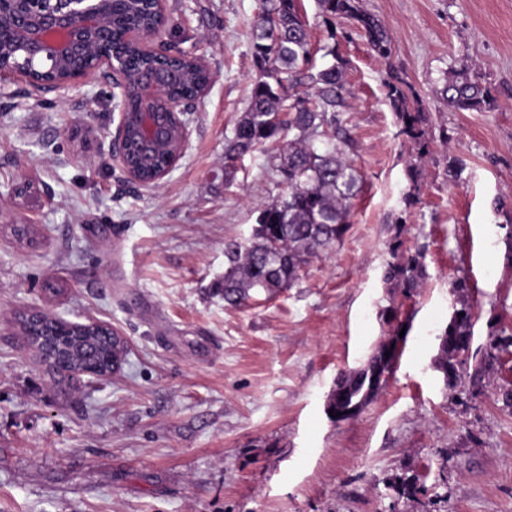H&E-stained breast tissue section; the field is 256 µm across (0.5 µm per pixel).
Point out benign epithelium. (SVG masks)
Segmentation results:
<instances>
[{"mask_svg":"<svg viewBox=\"0 0 512 512\" xmlns=\"http://www.w3.org/2000/svg\"><path fill=\"white\" fill-rule=\"evenodd\" d=\"M114 0H0V43H10L9 55L0 52V101L22 93L39 101L54 92L70 91L97 81L120 91L114 106L115 131L108 133L109 156L128 183L145 188L158 186L187 150L191 130L185 116L197 111L208 95L214 75L192 98L172 92L173 74L164 69L139 74L124 71L112 55V6ZM158 22L131 26L125 41L140 54L159 59L188 58L193 65L211 71L205 53L181 49L165 39L169 21L168 0H153ZM18 88L11 89V86ZM158 153L167 163L144 176V162ZM37 183L21 177L9 190L17 212L30 197L39 194ZM56 329L93 327L105 336L112 327L95 321L82 325L49 316Z\"/></svg>","mask_w":512,"mask_h":512,"instance_id":"1","label":"benign epithelium"}]
</instances>
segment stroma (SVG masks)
<instances>
[{"label": "stroma", "mask_w": 512, "mask_h": 512, "mask_svg": "<svg viewBox=\"0 0 512 512\" xmlns=\"http://www.w3.org/2000/svg\"><path fill=\"white\" fill-rule=\"evenodd\" d=\"M389 30L393 65L431 115L432 153L407 205L411 144L366 41L328 39L299 0L319 50L348 66L346 156L361 176L351 224L274 297L229 308L214 292L224 242L248 237L279 192L271 147L224 180V145L256 77L257 0H170L168 37L206 53L215 83L191 116L185 156L159 188L124 181L108 155V87L74 107H0V194L42 183L37 235L0 222V512H512V413L432 367L455 278L467 277L474 346L512 329V0H364ZM491 87L489 112L438 98L451 66ZM93 130L83 163L79 134ZM463 170L444 176L447 158ZM423 250L413 295L387 287L388 246ZM39 307L108 323L129 345L110 379L51 370L18 318ZM406 327L402 355L356 418L333 422L327 395L368 349ZM415 476L426 489L399 496Z\"/></svg>", "instance_id": "obj_1"}]
</instances>
